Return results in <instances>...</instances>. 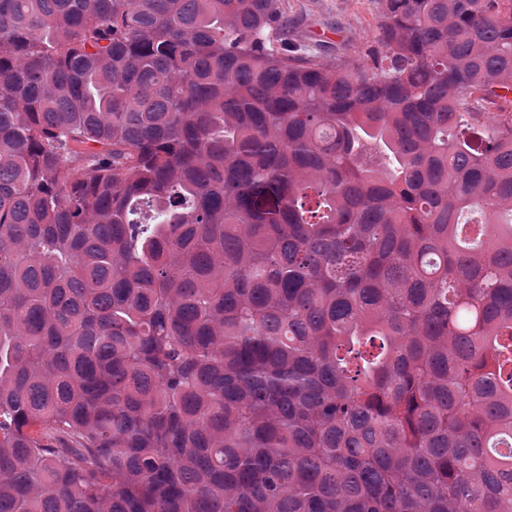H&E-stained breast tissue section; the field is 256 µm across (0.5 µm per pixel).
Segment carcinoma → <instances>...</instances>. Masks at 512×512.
Returning a JSON list of instances; mask_svg holds the SVG:
<instances>
[{
    "instance_id": "carcinoma-1",
    "label": "carcinoma",
    "mask_w": 512,
    "mask_h": 512,
    "mask_svg": "<svg viewBox=\"0 0 512 512\" xmlns=\"http://www.w3.org/2000/svg\"><path fill=\"white\" fill-rule=\"evenodd\" d=\"M0 0V512H512V0ZM278 1L288 20V41L313 48L324 63L342 54L367 60L379 32L378 0Z\"/></svg>"
}]
</instances>
